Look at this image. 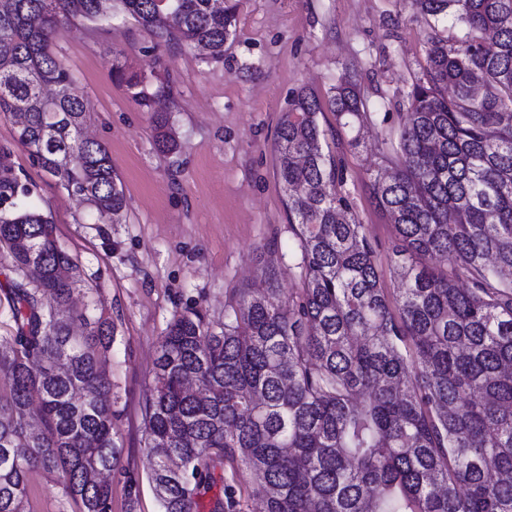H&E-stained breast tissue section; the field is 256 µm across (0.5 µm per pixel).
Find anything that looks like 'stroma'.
<instances>
[{"mask_svg":"<svg viewBox=\"0 0 512 512\" xmlns=\"http://www.w3.org/2000/svg\"><path fill=\"white\" fill-rule=\"evenodd\" d=\"M436 33L446 37L453 28L417 17L413 0H238L224 59L208 63L196 51L157 42L118 11L106 23L58 27L55 51L86 91L87 133L107 148L127 209L120 223H94L78 199L33 164L6 114H0V177L28 188L17 206L49 214L83 285L97 289L114 323L105 370L122 471L112 477V512H161L147 480L144 406L158 342L173 314L196 312L222 326L225 309L242 290L264 287L270 268L280 299L303 285L275 151L280 117L300 88L324 100L334 85H356L367 112L358 148L348 147L354 135L338 128L333 112L319 113L318 122L335 131L342 190L379 264L390 266L396 231L375 207L369 177L388 165L398 114ZM116 58L145 77L148 89L171 87L167 119L175 150L158 149L151 113L111 73ZM211 474L199 512H212L228 486L240 512H259L256 484L237 462L214 461ZM130 475L139 481L133 499ZM76 510L52 476L31 474L25 512Z\"/></svg>","mask_w":512,"mask_h":512,"instance_id":"35a3bbf8","label":"stroma"}]
</instances>
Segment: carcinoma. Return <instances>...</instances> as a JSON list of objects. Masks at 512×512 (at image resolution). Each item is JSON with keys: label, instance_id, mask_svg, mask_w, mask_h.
<instances>
[{"label": "carcinoma", "instance_id": "obj_1", "mask_svg": "<svg viewBox=\"0 0 512 512\" xmlns=\"http://www.w3.org/2000/svg\"><path fill=\"white\" fill-rule=\"evenodd\" d=\"M114 1L158 42L215 62L237 13L236 0H0V114L36 166L111 222L126 196L107 149L83 135L86 92L52 41ZM415 6L462 32L429 38L391 144L396 171L370 176L397 232L399 315L341 191L322 102L301 89L280 119L276 175L304 286L277 304L242 292L218 332L198 313L169 322L144 408L162 512H197L220 458L254 475L263 512H512V0ZM112 76L173 150L164 85L148 93L117 62ZM328 105L343 128L366 115L353 84ZM0 255L19 276L39 268L33 287L14 285L0 338V512H23L34 471L79 512H112V322L95 288L70 312L80 279L43 211L0 210Z\"/></svg>", "mask_w": 512, "mask_h": 512}]
</instances>
